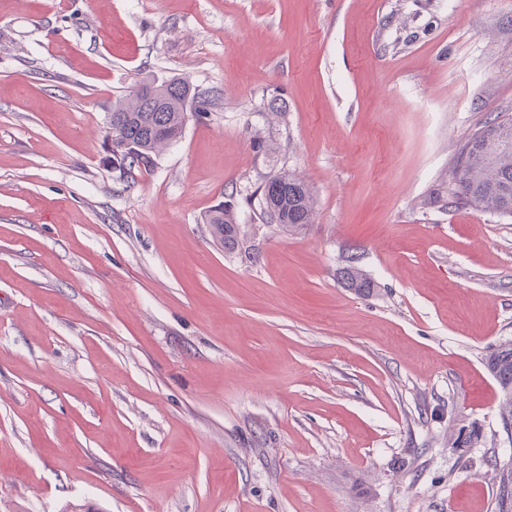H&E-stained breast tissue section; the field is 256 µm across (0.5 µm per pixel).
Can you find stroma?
I'll return each mask as SVG.
<instances>
[{
    "instance_id": "1",
    "label": "stroma",
    "mask_w": 512,
    "mask_h": 512,
    "mask_svg": "<svg viewBox=\"0 0 512 512\" xmlns=\"http://www.w3.org/2000/svg\"><path fill=\"white\" fill-rule=\"evenodd\" d=\"M173 75L208 110L123 176L112 107ZM502 112L512 0H0V512H494L512 217L427 198ZM264 213L285 230H299L311 224L315 198L308 186L288 171H280L261 187ZM212 237L224 245V250L233 253L242 251L243 243L247 239L245 226L237 224L233 209L228 204L215 206L205 216ZM339 277L355 294L366 296L374 292V281L354 261L339 270Z\"/></svg>"
}]
</instances>
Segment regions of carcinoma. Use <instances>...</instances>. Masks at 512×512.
Segmentation results:
<instances>
[{
  "instance_id": "1",
  "label": "carcinoma",
  "mask_w": 512,
  "mask_h": 512,
  "mask_svg": "<svg viewBox=\"0 0 512 512\" xmlns=\"http://www.w3.org/2000/svg\"><path fill=\"white\" fill-rule=\"evenodd\" d=\"M140 91H130L112 108L122 122L124 134L111 139L112 163L128 172L151 168L159 154L183 133L188 113L207 111L208 101L187 81L173 76L159 81L146 78ZM161 96L163 108L152 107ZM451 203L491 214L512 216V115L504 114L477 129L458 152L453 171ZM264 213L285 230H299L311 223L315 198L308 186L284 170L259 187ZM212 237L233 253L242 250L247 230L237 223L228 204L215 206L205 216ZM343 284L358 295L374 292V281L354 262L339 270ZM505 399L503 425L512 426V343L493 348L485 358ZM496 512H512V459L496 468Z\"/></svg>"
}]
</instances>
